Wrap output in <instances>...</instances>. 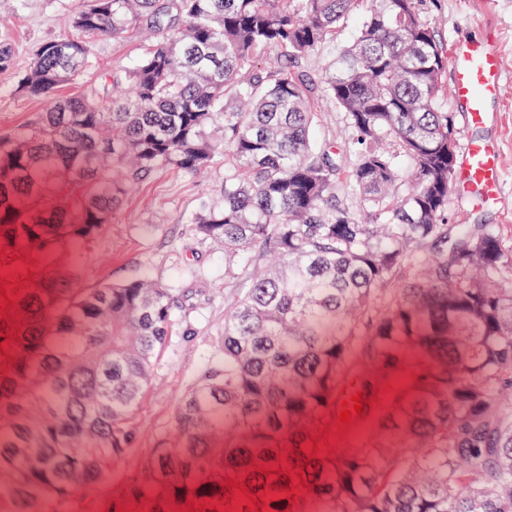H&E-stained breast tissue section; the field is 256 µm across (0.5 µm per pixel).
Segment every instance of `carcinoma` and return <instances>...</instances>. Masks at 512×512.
<instances>
[{
  "mask_svg": "<svg viewBox=\"0 0 512 512\" xmlns=\"http://www.w3.org/2000/svg\"><path fill=\"white\" fill-rule=\"evenodd\" d=\"M421 2L80 0L75 34L21 69L0 37V75L47 102L0 134V253L25 258L16 280L106 231L116 167L192 174L224 158V189L191 220L224 247L235 289L220 350L175 409L176 444L162 434L141 453L119 504L192 512L211 498L203 512H227L235 479L250 498L276 493L259 512H512V288L493 228L444 221L460 127L440 107L448 52ZM355 11L353 40L304 74ZM142 31L155 42L125 97L104 101V74L59 95L90 38ZM317 98L345 113L351 153L313 140ZM78 270L17 289L0 318V512L112 482L186 316L162 282L85 289ZM352 382L378 397L362 405L365 441L336 428ZM328 432L337 442L307 459Z\"/></svg>",
  "mask_w": 512,
  "mask_h": 512,
  "instance_id": "cac0c4a2",
  "label": "carcinoma"
}]
</instances>
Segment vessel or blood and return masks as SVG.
<instances>
[{"mask_svg": "<svg viewBox=\"0 0 512 512\" xmlns=\"http://www.w3.org/2000/svg\"><path fill=\"white\" fill-rule=\"evenodd\" d=\"M451 66L454 98L464 102L468 122L481 123L491 103L500 96L502 70L497 46L488 40L457 46ZM454 185L481 187L486 199L498 200L501 186L497 149L482 140H467Z\"/></svg>", "mask_w": 512, "mask_h": 512, "instance_id": "vessel-or-blood-1", "label": "vessel or blood"}]
</instances>
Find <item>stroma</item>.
I'll return each mask as SVG.
<instances>
[{
	"instance_id": "stroma-1",
	"label": "stroma",
	"mask_w": 512,
	"mask_h": 512,
	"mask_svg": "<svg viewBox=\"0 0 512 512\" xmlns=\"http://www.w3.org/2000/svg\"><path fill=\"white\" fill-rule=\"evenodd\" d=\"M76 5V0H0V23L18 67H26L43 43L70 34ZM421 10L447 47L490 40L500 52L501 96L483 124L462 125L461 137L499 147L501 197L489 201L472 188L463 205L456 192H449L446 216L451 224L492 226L512 260V0H423ZM142 48V39L134 33L94 40L83 82L96 83L103 70L124 80ZM46 108L45 100L15 93L10 79L0 77V133L36 121ZM126 182L128 189L112 211L111 224L84 251L78 287L145 276L183 289L193 311L188 322L175 326L159 358L153 386L134 416L137 451L128 457L122 475L106 485L79 489L64 506L45 503L43 512H114V498L135 476L140 452L171 431L173 411L203 356L213 350V339L224 322V250L197 239L190 227L201 202L220 194L223 162L195 174L159 170L145 179L127 177Z\"/></svg>"
}]
</instances>
